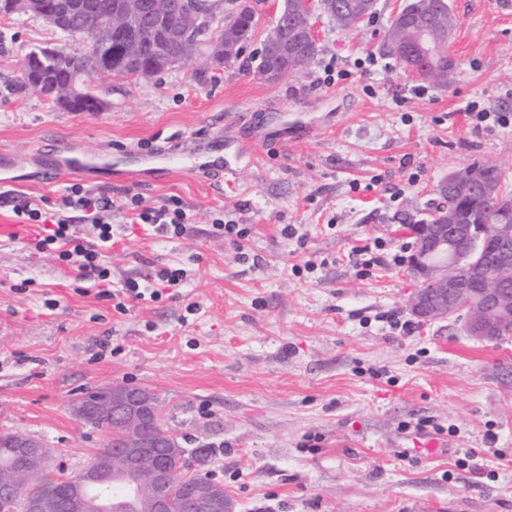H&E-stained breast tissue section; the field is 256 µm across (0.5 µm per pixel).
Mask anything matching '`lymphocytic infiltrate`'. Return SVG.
I'll use <instances>...</instances> for the list:
<instances>
[{"label":"lymphocytic infiltrate","mask_w":512,"mask_h":512,"mask_svg":"<svg viewBox=\"0 0 512 512\" xmlns=\"http://www.w3.org/2000/svg\"><path fill=\"white\" fill-rule=\"evenodd\" d=\"M0 206L11 207L22 223L40 227L38 249L55 247L59 260L77 271L80 279L96 287L101 298H111V271L103 250L114 237L115 222L148 225L156 233L168 238L186 234L191 215L183 200L176 195L161 204L144 205L139 196L114 197L94 191L78 183L64 186L58 200L45 197L20 200L8 193H0ZM92 225L95 241H88L78 230L79 225ZM185 279L183 269L163 267L138 282L125 284L126 301L117 302L118 311H125L127 301L155 300L163 291L180 288Z\"/></svg>","instance_id":"1"}]
</instances>
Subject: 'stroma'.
<instances>
[{
    "label": "stroma",
    "mask_w": 512,
    "mask_h": 512,
    "mask_svg": "<svg viewBox=\"0 0 512 512\" xmlns=\"http://www.w3.org/2000/svg\"><path fill=\"white\" fill-rule=\"evenodd\" d=\"M249 2L257 22L235 64L214 70L199 58L104 82L99 112H71L23 87L26 55L59 35L35 15H0V150L98 154L111 167L77 183L148 205L175 194L193 214L183 237L135 225L107 249L116 290L167 265L186 272L179 295L123 312L54 249H36V231L0 238V432L30 435L80 472L105 435L73 405L122 385L157 397L187 452L211 448L198 473L223 483L235 512H512V337L476 340L460 317L415 319L407 265L364 270L354 256L376 238L387 254L414 253L407 226L428 219L451 171L483 162L512 189V125L481 129L466 110L475 101L512 114V17L496 0H449L455 65L440 86L387 51L405 0H377L352 34L318 10L306 77L267 83L254 70L274 2ZM368 55L374 66L353 71ZM328 64L351 78L320 84ZM416 84L424 95H410ZM283 114L318 135L254 143L236 153L234 179L216 166L139 184L124 174L128 150L149 157L180 145L204 156L220 133L235 153L266 116ZM219 217L246 237L216 235ZM51 299L56 308H46ZM421 418L448 429L447 448L401 456L402 424ZM461 448L474 459L460 460Z\"/></svg>",
    "instance_id": "stroma-1"
}]
</instances>
